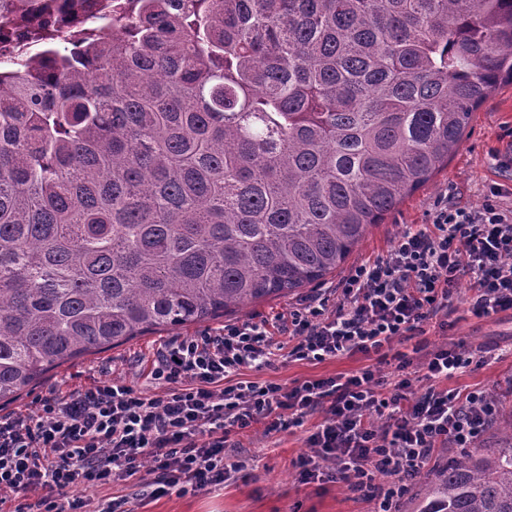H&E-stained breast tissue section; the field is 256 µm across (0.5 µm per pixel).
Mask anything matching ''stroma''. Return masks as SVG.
Wrapping results in <instances>:
<instances>
[{
    "label": "stroma",
    "instance_id": "35a3bbf8",
    "mask_svg": "<svg viewBox=\"0 0 512 512\" xmlns=\"http://www.w3.org/2000/svg\"><path fill=\"white\" fill-rule=\"evenodd\" d=\"M493 187L500 191V205L512 206L510 84L502 85L482 101L447 167L406 198L384 223L370 228L346 262L318 285L266 299L218 320L148 334L117 348L75 359L53 371L49 379L35 386L33 391L23 393L14 405L18 408L25 406L33 396L45 393L54 384L71 387L87 384L92 376L106 370L112 376L147 386L144 368L166 341L198 336L226 324L258 322L288 313L302 299L334 288L355 265L389 249L405 225L426 223L430 210L440 197H447L449 203L456 206L475 208L483 203ZM470 296L467 280H460L454 310L448 316L452 324L448 334H440L438 329L430 327L422 335L399 344L398 349L409 353L419 346L428 351L445 337L464 342L472 348H488L487 360L481 368L448 379L446 386L451 390L483 388L498 399V417L483 441L484 446L489 447L498 442L502 427L512 423V312L491 318H475L467 311ZM368 364V359L358 353L319 364L280 359L272 367L260 371H242L240 377L255 382L290 384L308 378L349 375ZM320 419V414H313L309 416L306 427L292 428L269 438L255 432L241 436L238 454L246 460V468L234 474L223 489L209 494H172L155 500L144 495L141 486L129 482L88 489L84 495L93 503L118 496L127 497L133 512H376V501L351 492L337 480L300 482L295 463L309 453L306 428L317 424Z\"/></svg>",
    "mask_w": 512,
    "mask_h": 512
}]
</instances>
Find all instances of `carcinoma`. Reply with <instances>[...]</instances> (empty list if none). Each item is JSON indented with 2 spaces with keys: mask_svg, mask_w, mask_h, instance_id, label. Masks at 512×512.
Returning <instances> with one entry per match:
<instances>
[{
  "mask_svg": "<svg viewBox=\"0 0 512 512\" xmlns=\"http://www.w3.org/2000/svg\"><path fill=\"white\" fill-rule=\"evenodd\" d=\"M0 74V401L311 285L512 84V0H112ZM423 512H512L501 446Z\"/></svg>",
  "mask_w": 512,
  "mask_h": 512,
  "instance_id": "carcinoma-1",
  "label": "carcinoma"
}]
</instances>
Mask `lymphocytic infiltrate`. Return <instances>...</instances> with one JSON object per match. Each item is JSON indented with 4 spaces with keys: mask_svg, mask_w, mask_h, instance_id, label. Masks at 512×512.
<instances>
[{
    "mask_svg": "<svg viewBox=\"0 0 512 512\" xmlns=\"http://www.w3.org/2000/svg\"><path fill=\"white\" fill-rule=\"evenodd\" d=\"M463 277L473 316L512 310V208L492 198L475 209L438 201L429 223L406 226L385 254L355 266L336 303L312 296L277 322L228 324L159 349L147 373L155 392L107 376L53 386L0 415V512H131L126 498L93 507L76 489L135 477L152 498L208 493L242 471L240 433L259 424L269 437L317 411L312 453L295 463L300 479L330 477L378 500V512H398L408 479L436 449L479 447L499 413L485 389L441 386L484 364L483 350L445 341L418 363L392 349L430 322L447 332ZM349 353L373 363L289 386L237 378L283 354L321 363ZM414 366L430 383L425 392L413 387Z\"/></svg>",
    "mask_w": 512,
    "mask_h": 512,
    "instance_id": "obj_1",
    "label": "lymphocytic infiltrate"
}]
</instances>
